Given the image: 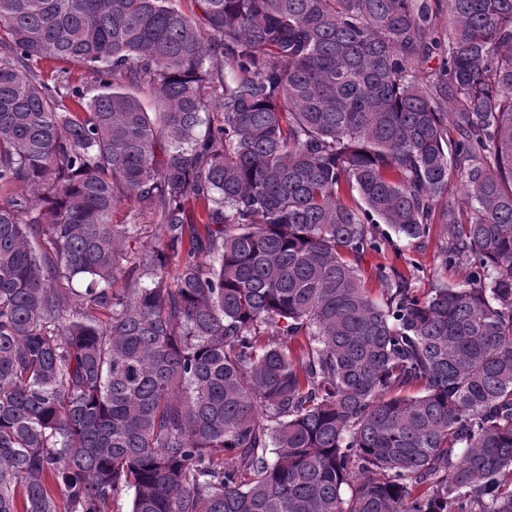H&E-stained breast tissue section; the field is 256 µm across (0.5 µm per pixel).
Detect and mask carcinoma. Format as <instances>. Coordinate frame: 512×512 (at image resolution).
<instances>
[{
    "instance_id": "1",
    "label": "carcinoma",
    "mask_w": 512,
    "mask_h": 512,
    "mask_svg": "<svg viewBox=\"0 0 512 512\" xmlns=\"http://www.w3.org/2000/svg\"><path fill=\"white\" fill-rule=\"evenodd\" d=\"M196 3L0 0V512H512V0ZM442 241L443 231L436 226L431 238L425 244L403 247L405 257L420 267L416 287L421 288L423 293L436 283L434 254Z\"/></svg>"
}]
</instances>
